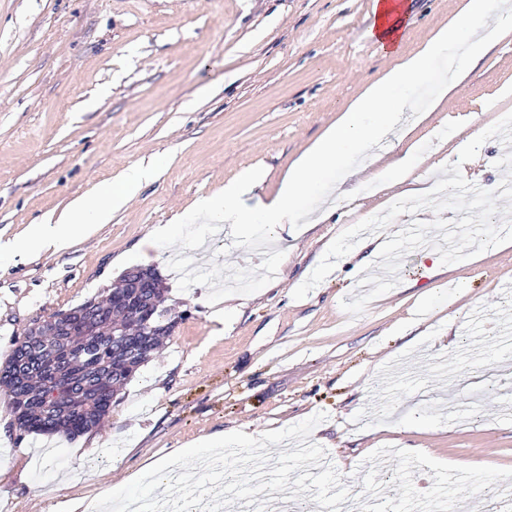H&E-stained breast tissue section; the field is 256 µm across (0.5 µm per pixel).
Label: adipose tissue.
<instances>
[{"label":"adipose tissue","instance_id":"ef3b65f1","mask_svg":"<svg viewBox=\"0 0 512 512\" xmlns=\"http://www.w3.org/2000/svg\"><path fill=\"white\" fill-rule=\"evenodd\" d=\"M373 13L369 35L379 50L393 59V66L369 83L340 113L336 123L291 165L276 196L251 207L245 205V197L264 179L263 173L248 168L226 182L220 191L198 199L197 214L220 216L239 227L261 224L271 231L297 223L304 204L323 191L321 178L325 172L348 166L367 154L371 145L388 135L398 116L412 110L437 60H447L455 76H463L465 65L476 63L491 46L493 37L512 33L511 12H494L490 0H467L462 12L438 29L417 52L405 54L401 51L405 16L402 0H374ZM419 167L413 145L387 165L393 182L405 185L410 196H424L430 191L427 176L420 173ZM153 174L150 168L131 167L118 187L76 201L61 222L29 225L20 240L1 242L0 259L13 252L64 249L72 233L104 223L110 209L124 206Z\"/></svg>","mask_w":512,"mask_h":512}]
</instances>
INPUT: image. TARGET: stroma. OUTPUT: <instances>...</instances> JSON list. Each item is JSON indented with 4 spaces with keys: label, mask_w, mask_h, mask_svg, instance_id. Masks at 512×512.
<instances>
[{
    "label": "stroma",
    "mask_w": 512,
    "mask_h": 512,
    "mask_svg": "<svg viewBox=\"0 0 512 512\" xmlns=\"http://www.w3.org/2000/svg\"><path fill=\"white\" fill-rule=\"evenodd\" d=\"M402 51L418 49L465 0H404ZM374 0H0V240L57 220L75 199L119 184L134 165L153 179L63 251L0 262V364L15 340L58 311L105 294L148 252L183 314L164 349L117 395L101 426L76 439L21 435L0 389V512H68L70 500L138 490L135 474L177 451L239 430L229 447L233 512L287 486L330 512L352 494L366 512H418L426 494L512 512V244L421 274L422 249L399 282L350 318L341 302L379 274L354 250L307 297L294 290L330 242L366 219L260 225L244 243L223 223L191 218L196 199L243 169L277 193L293 161L392 64L368 36ZM512 112V36L495 42L433 111L405 113L377 146L385 160L417 144L456 162L482 113ZM497 138L466 162L496 189ZM185 215L174 240L153 228ZM281 434L278 449L269 431ZM110 449L91 465L87 448ZM380 462L366 467L368 459Z\"/></svg>",
    "instance_id": "stroma-1"
}]
</instances>
